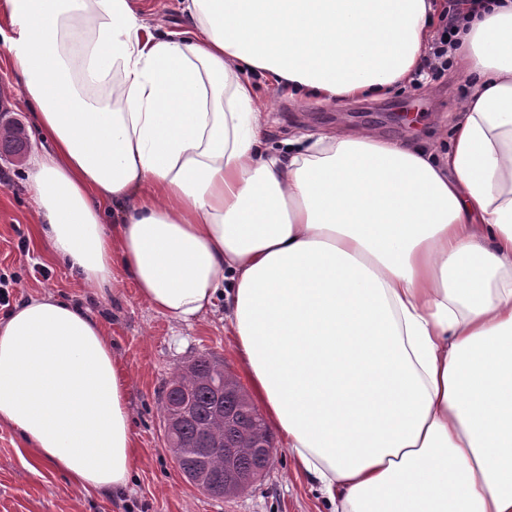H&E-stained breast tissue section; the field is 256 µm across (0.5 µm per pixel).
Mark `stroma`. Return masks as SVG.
I'll return each instance as SVG.
<instances>
[{
	"label": "stroma",
	"instance_id": "stroma-1",
	"mask_svg": "<svg viewBox=\"0 0 512 512\" xmlns=\"http://www.w3.org/2000/svg\"><path fill=\"white\" fill-rule=\"evenodd\" d=\"M260 99H275L268 136L280 143L296 132L326 129H366L389 140L431 143L443 137L467 91L458 68L407 86L384 98L366 97L327 107L311 95L294 98L262 83ZM412 120H403V113ZM0 120L24 127L26 152L0 153V273L19 282L10 301L51 294L76 302L98 317L112 338V349L128 371V404L137 442L133 477L122 491L109 496L88 495L53 469L38 466L17 432L0 424V512H331L308 476L298 469L285 448L251 490L236 497L215 498L188 484L167 446L160 412V393L183 361L209 352L238 373L234 340L221 312L184 323L156 313L141 302L122 269H115L117 286L100 296L86 288L66 268L50 260L36 233L28 190V155L41 151L43 141L30 127L20 98L19 76L0 41Z\"/></svg>",
	"mask_w": 512,
	"mask_h": 512
}]
</instances>
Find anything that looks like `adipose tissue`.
Wrapping results in <instances>:
<instances>
[{
    "label": "adipose tissue",
    "mask_w": 512,
    "mask_h": 512,
    "mask_svg": "<svg viewBox=\"0 0 512 512\" xmlns=\"http://www.w3.org/2000/svg\"><path fill=\"white\" fill-rule=\"evenodd\" d=\"M0 0L53 259L114 266L180 321L223 304L268 427L333 512H512V0L460 22L468 92L427 145L367 130L267 143L265 81L321 103L411 82L433 0ZM112 79L114 106L71 80ZM0 423L86 493L132 476L127 373L50 295L0 321ZM178 0H141L143 9L151 12L152 17L165 30L182 32L186 30V22L178 9Z\"/></svg>",
    "instance_id": "obj_1"
}]
</instances>
